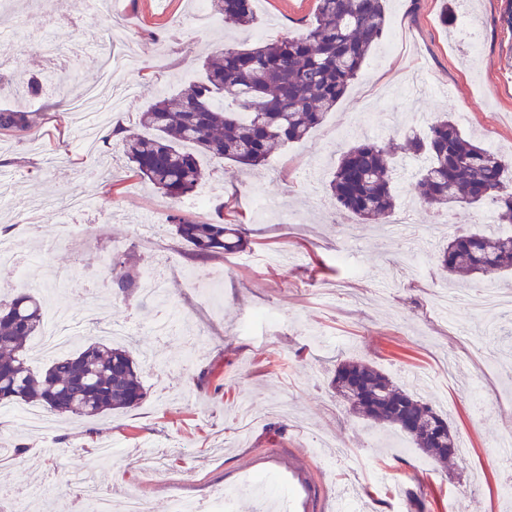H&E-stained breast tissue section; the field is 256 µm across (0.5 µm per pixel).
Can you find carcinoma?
Instances as JSON below:
<instances>
[{
	"instance_id": "cac0c4a2",
	"label": "carcinoma",
	"mask_w": 512,
	"mask_h": 512,
	"mask_svg": "<svg viewBox=\"0 0 512 512\" xmlns=\"http://www.w3.org/2000/svg\"><path fill=\"white\" fill-rule=\"evenodd\" d=\"M211 2L228 25L249 27L257 21L254 0ZM386 27L385 0H318L315 24L303 35L216 50L204 61L201 80L159 95L140 113L139 124L149 133L122 137L129 169L177 203L200 184L203 157L263 165L273 150L306 139L336 108ZM45 83L74 91L54 73L18 79L28 95ZM32 124L26 110L0 111V131L20 138ZM403 148L424 158L413 185L419 200L429 206L490 200L498 222L512 224L508 162L465 138L450 119L436 120L425 136L406 135ZM387 154L388 147L379 142L358 143L343 153L329 181L332 200L363 224L387 218L397 208ZM165 221L201 258L249 246L246 229L221 218L200 223L176 209ZM440 262L443 271L460 279L507 271L512 269V234H454ZM127 264L123 255L109 259L115 271L113 294L123 299L142 288V273ZM42 310L41 300L29 290L0 303V403H35L54 415L96 419L144 399L133 352L105 339L91 340L43 370H33L26 345L41 329ZM332 385L353 414L400 430L432 460L445 462L456 454L458 440L448 419L374 365L344 360L336 366Z\"/></svg>"
}]
</instances>
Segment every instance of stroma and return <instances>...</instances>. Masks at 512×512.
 <instances>
[{
	"label": "stroma",
	"instance_id": "1",
	"mask_svg": "<svg viewBox=\"0 0 512 512\" xmlns=\"http://www.w3.org/2000/svg\"><path fill=\"white\" fill-rule=\"evenodd\" d=\"M111 16L90 18L84 0H13L0 13V39L25 27L47 32L61 60L72 50L113 42L139 61L125 84L136 97L101 125L134 129L159 93L201 79L202 64L219 45L294 37L315 22L317 0H255L256 25L238 29L219 14L194 20L198 0H111ZM507 0H475L474 18L448 11L447 0H387L388 28L335 110L303 142L269 157L258 173L205 164L202 192L211 205L203 222L224 219L246 229L253 253L272 264L239 268L233 256L200 260L172 230L161 245L144 242L138 226L166 217L170 198L133 176L119 145L84 148L82 125L57 86L20 97L14 77L47 70L33 51L0 55V108L23 105L35 124L24 140L0 135V175L10 196L37 212L0 206V236L26 257L47 307L80 306L87 287L99 289L100 326L74 327L76 345L101 327L128 326L122 345L135 352L146 397L138 406L88 420L49 416L32 429L20 404L0 406V446L19 448V462L0 463V487L27 489L21 512H66L77 497L69 482L92 468L114 500L139 496L148 512H170L173 498L203 500L231 493L230 512H258L240 486L271 478V512H512V467L494 445L512 433V309L480 313L458 308L442 317L435 300L483 284L461 285L440 268L452 232L497 230L492 204L431 207L415 202L416 230L387 234L385 222L356 224L327 193L342 151L363 141L395 145L399 201L423 161L400 150L412 112L449 116L463 135L512 160V30L500 15ZM81 195L89 209L68 216ZM296 212L297 224H277L255 209L257 199ZM25 209V210H26ZM71 220L70 242L56 227ZM131 253L147 270L169 263L172 302L180 315L169 335L150 323L164 304L145 295L124 300L111 290L110 254ZM214 272L222 287H197L191 274ZM368 362L447 417L460 443L448 465L427 457L392 427L352 416L331 386L336 366ZM283 433H273V426Z\"/></svg>",
	"mask_w": 512,
	"mask_h": 512
}]
</instances>
